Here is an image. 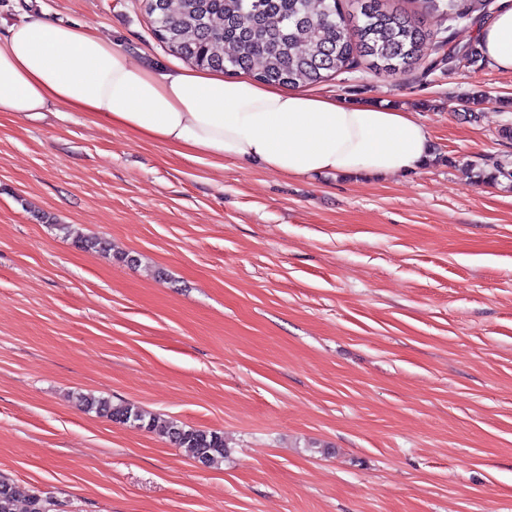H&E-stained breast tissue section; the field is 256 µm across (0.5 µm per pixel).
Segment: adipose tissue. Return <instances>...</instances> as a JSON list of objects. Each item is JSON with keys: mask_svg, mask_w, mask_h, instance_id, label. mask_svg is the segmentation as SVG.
Segmentation results:
<instances>
[{"mask_svg": "<svg viewBox=\"0 0 512 512\" xmlns=\"http://www.w3.org/2000/svg\"><path fill=\"white\" fill-rule=\"evenodd\" d=\"M477 33L490 66L512 74V0ZM53 104L191 160L291 177L405 175L432 155L412 113L139 63L110 39L33 13L0 39V112L36 121Z\"/></svg>", "mask_w": 512, "mask_h": 512, "instance_id": "obj_1", "label": "adipose tissue"}]
</instances>
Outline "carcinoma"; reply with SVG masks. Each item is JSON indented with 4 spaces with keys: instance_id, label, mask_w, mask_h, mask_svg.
Masks as SVG:
<instances>
[{
    "instance_id": "1",
    "label": "carcinoma",
    "mask_w": 512,
    "mask_h": 512,
    "mask_svg": "<svg viewBox=\"0 0 512 512\" xmlns=\"http://www.w3.org/2000/svg\"><path fill=\"white\" fill-rule=\"evenodd\" d=\"M147 9L154 37L193 67L221 72L255 71L254 78L286 87H305L333 74L366 64L375 74L401 76L432 67L425 45L448 70L478 62L480 54L450 37L434 39L420 19L432 14L459 26L473 13L489 10L492 0H419L421 11L391 5L388 0H155ZM479 183L512 186V162H474ZM55 229L84 250L102 242L72 224ZM80 407L123 425L157 432L184 448L198 462L212 466L227 454L223 433L177 420L160 423L142 408L107 398L76 394ZM22 492L0 475V512H16ZM59 503L39 490L27 494V512H58Z\"/></svg>"
}]
</instances>
